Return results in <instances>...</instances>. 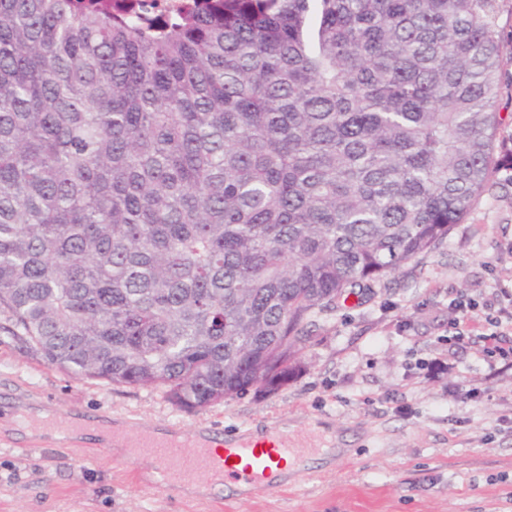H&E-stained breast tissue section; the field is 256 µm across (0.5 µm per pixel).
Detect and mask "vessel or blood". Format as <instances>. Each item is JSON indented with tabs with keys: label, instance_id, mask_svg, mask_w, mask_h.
I'll return each instance as SVG.
<instances>
[{
	"label": "vessel or blood",
	"instance_id": "b4317fda",
	"mask_svg": "<svg viewBox=\"0 0 512 512\" xmlns=\"http://www.w3.org/2000/svg\"><path fill=\"white\" fill-rule=\"evenodd\" d=\"M128 467H135L140 455L151 454L158 460L155 487L168 491L185 483H204L216 475L232 482L257 487L265 485L282 461L298 457L308 447L298 434L273 430L267 444L254 442L252 433L214 442L195 436L183 442L155 437L140 429L127 431Z\"/></svg>",
	"mask_w": 512,
	"mask_h": 512
}]
</instances>
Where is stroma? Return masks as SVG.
<instances>
[{
  "instance_id": "stroma-1",
  "label": "stroma",
  "mask_w": 512,
  "mask_h": 512,
  "mask_svg": "<svg viewBox=\"0 0 512 512\" xmlns=\"http://www.w3.org/2000/svg\"><path fill=\"white\" fill-rule=\"evenodd\" d=\"M487 190L447 242L312 327L292 380L194 411L164 388L109 385L44 363L0 331V416L46 407L127 428L220 437L286 428L337 438L292 482L204 497L152 488L96 439L56 443L0 425V512H512V366L489 369L479 326L450 340V298L512 289V91Z\"/></svg>"
}]
</instances>
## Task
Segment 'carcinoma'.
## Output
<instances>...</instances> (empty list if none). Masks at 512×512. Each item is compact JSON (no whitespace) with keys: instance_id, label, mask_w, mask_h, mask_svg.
Segmentation results:
<instances>
[{"instance_id":"cac0c4a2","label":"carcinoma","mask_w":512,"mask_h":512,"mask_svg":"<svg viewBox=\"0 0 512 512\" xmlns=\"http://www.w3.org/2000/svg\"><path fill=\"white\" fill-rule=\"evenodd\" d=\"M511 1L215 0L153 26L0 0L7 332L186 410L287 384L315 314L486 191Z\"/></svg>"}]
</instances>
